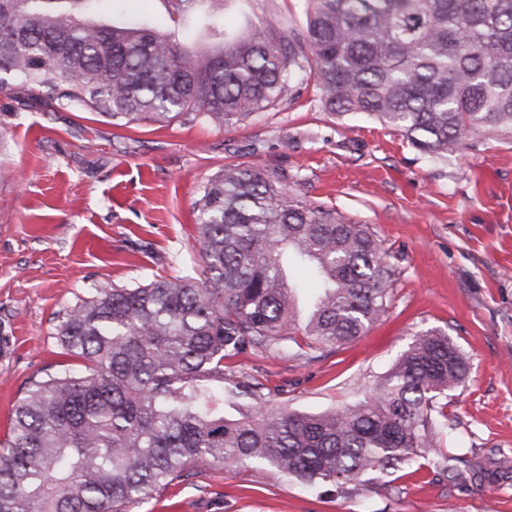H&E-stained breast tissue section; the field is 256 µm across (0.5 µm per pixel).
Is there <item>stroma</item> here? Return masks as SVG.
Masks as SVG:
<instances>
[{"label":"stroma","instance_id":"1","mask_svg":"<svg viewBox=\"0 0 512 512\" xmlns=\"http://www.w3.org/2000/svg\"><path fill=\"white\" fill-rule=\"evenodd\" d=\"M303 0H228L224 20H302ZM102 16L148 20L187 46L213 39L176 0H100ZM294 102L216 126H117L78 106L0 92V443L31 380L64 360L56 326L99 286L134 287L200 268L194 201L228 165L284 168L309 197L367 224L394 270L385 316L339 347L248 355L235 371L270 408L320 413L361 400L416 333L447 334L468 364L448 394L440 450L480 461L461 485L431 459L350 493L256 466L203 468L131 512H512V145L488 140L448 160L363 114Z\"/></svg>","mask_w":512,"mask_h":512}]
</instances>
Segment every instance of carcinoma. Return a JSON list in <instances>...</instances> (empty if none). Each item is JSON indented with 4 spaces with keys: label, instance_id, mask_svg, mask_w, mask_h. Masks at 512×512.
I'll return each instance as SVG.
<instances>
[{
    "label": "carcinoma",
    "instance_id": "carcinoma-1",
    "mask_svg": "<svg viewBox=\"0 0 512 512\" xmlns=\"http://www.w3.org/2000/svg\"><path fill=\"white\" fill-rule=\"evenodd\" d=\"M97 0H0V90L77 105L119 126H218L316 90L446 159L512 142V0H304L305 20L246 21L197 50ZM203 277L94 288L56 336L85 371L32 383L0 445V512H131L201 466L262 464L308 486L386 477L450 434L441 399L465 380L458 347L417 333L360 402L272 410L224 360L334 347L386 314L394 271L368 226L301 192L285 170L225 167L195 200ZM436 464L480 484L478 462Z\"/></svg>",
    "mask_w": 512,
    "mask_h": 512
}]
</instances>
